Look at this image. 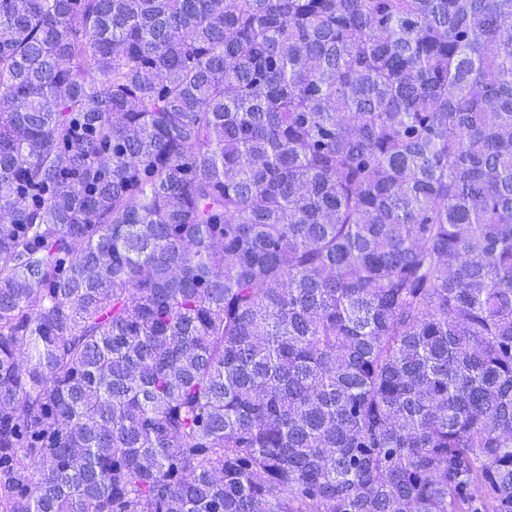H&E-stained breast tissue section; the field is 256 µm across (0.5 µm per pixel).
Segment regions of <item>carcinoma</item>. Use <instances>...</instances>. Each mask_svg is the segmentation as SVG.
<instances>
[{"mask_svg":"<svg viewBox=\"0 0 512 512\" xmlns=\"http://www.w3.org/2000/svg\"><path fill=\"white\" fill-rule=\"evenodd\" d=\"M0 512H512V0H0Z\"/></svg>","mask_w":512,"mask_h":512,"instance_id":"cac0c4a2","label":"carcinoma"}]
</instances>
